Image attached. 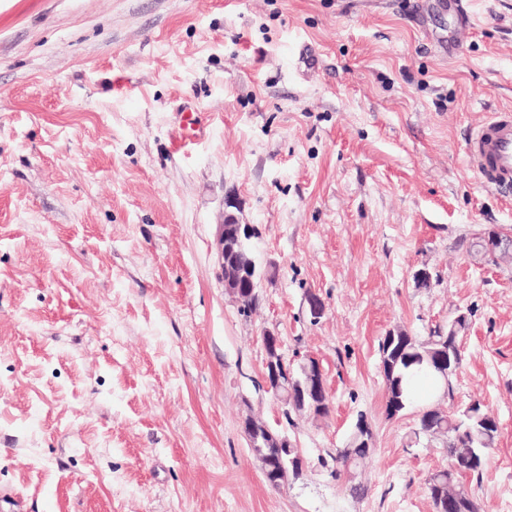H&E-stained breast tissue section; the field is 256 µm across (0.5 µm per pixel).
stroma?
Here are the masks:
<instances>
[{
    "mask_svg": "<svg viewBox=\"0 0 512 512\" xmlns=\"http://www.w3.org/2000/svg\"><path fill=\"white\" fill-rule=\"evenodd\" d=\"M471 11L463 25L426 0H0V506L434 512L448 455L409 445L418 407L388 417L378 344L463 315L461 366L431 401L496 418L464 483L480 512H512V265L472 247L512 238V196L465 156L512 111V0ZM228 211L255 231L248 314L217 261ZM268 329L290 369L319 363L327 417L285 418ZM249 414L291 438L298 478L268 485ZM360 418L373 451L357 495L332 471Z\"/></svg>",
    "mask_w": 512,
    "mask_h": 512,
    "instance_id": "obj_1",
    "label": "stroma"
}]
</instances>
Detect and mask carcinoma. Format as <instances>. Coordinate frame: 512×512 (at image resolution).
Segmentation results:
<instances>
[{"mask_svg":"<svg viewBox=\"0 0 512 512\" xmlns=\"http://www.w3.org/2000/svg\"><path fill=\"white\" fill-rule=\"evenodd\" d=\"M468 327L465 319H454L448 323V335L436 334L419 340L402 329L393 331L395 339L383 337L379 342L380 368L386 385V412L394 415V408L405 410L415 403L413 387L423 376H438L436 367L448 362V344L458 346V335ZM320 380L315 362L298 369L297 381L304 390L315 387ZM478 415L466 413L450 415L433 407L421 410L414 438L437 442L448 454V468L432 474L428 490L434 512H479L474 499L461 484L466 476L482 474L489 451L498 437L497 421L476 406ZM268 426L260 419L249 416L245 419V433L253 454L261 462L262 472L268 484L280 486L288 476L300 475L299 469L291 466L278 471L279 461L285 458L283 449L277 444L264 442ZM364 421H359L344 448L336 450L334 461L338 476L347 469H354L368 460L364 440Z\"/></svg>","mask_w":512,"mask_h":512,"instance_id":"obj_1","label":"carcinoma"}]
</instances>
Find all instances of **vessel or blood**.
Masks as SVG:
<instances>
[{
    "label": "vessel or blood",
    "instance_id": "1",
    "mask_svg": "<svg viewBox=\"0 0 512 512\" xmlns=\"http://www.w3.org/2000/svg\"><path fill=\"white\" fill-rule=\"evenodd\" d=\"M466 145L469 163L486 188H512L511 111L494 113L470 133Z\"/></svg>",
    "mask_w": 512,
    "mask_h": 512
}]
</instances>
